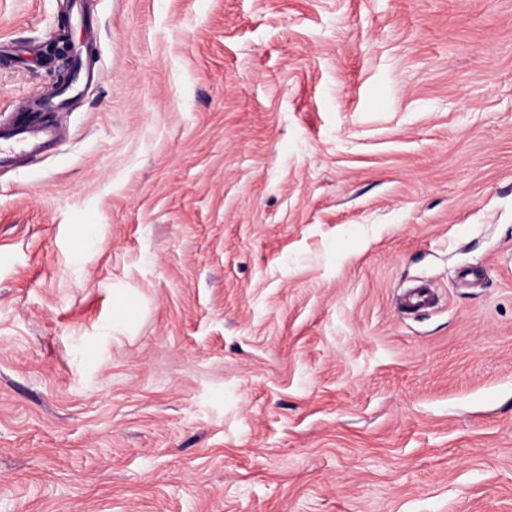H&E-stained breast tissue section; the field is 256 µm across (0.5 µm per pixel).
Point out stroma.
Segmentation results:
<instances>
[{"instance_id":"1","label":"stroma","mask_w":512,"mask_h":512,"mask_svg":"<svg viewBox=\"0 0 512 512\" xmlns=\"http://www.w3.org/2000/svg\"><path fill=\"white\" fill-rule=\"evenodd\" d=\"M71 4L0 0L1 122ZM82 5L0 168V512H512V0ZM77 51L71 38L65 40L57 38L45 45L42 57L49 60H63L68 64ZM94 72L90 71L84 61L80 58L74 66V73H73V80L71 84L67 86H56L43 94L41 99L46 102H52L54 100H59L61 103H64L71 98L69 95L73 92L74 89H76V85L83 82L84 80L87 81L89 79L93 80ZM56 141L55 127L38 117L26 116L0 126V168L13 166L20 157L37 156ZM435 292L425 284L409 290L403 297L400 307L409 312H419L435 303Z\"/></svg>"}]
</instances>
